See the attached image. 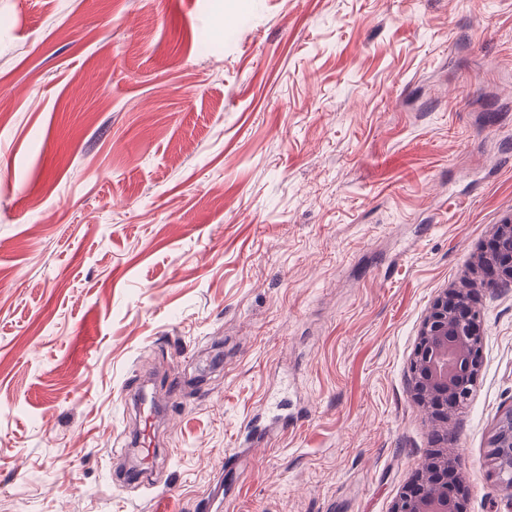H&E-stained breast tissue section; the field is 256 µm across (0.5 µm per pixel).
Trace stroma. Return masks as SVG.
<instances>
[{"mask_svg": "<svg viewBox=\"0 0 512 512\" xmlns=\"http://www.w3.org/2000/svg\"><path fill=\"white\" fill-rule=\"evenodd\" d=\"M510 213L512 0H0V512H198L279 400L224 512H390L420 323ZM478 306L449 435L512 512V284ZM127 388L173 454L119 483ZM493 449L490 457L494 461L497 448L496 474L503 490L511 495L512 492V411L499 421L495 430Z\"/></svg>", "mask_w": 512, "mask_h": 512, "instance_id": "obj_1", "label": "stroma"}]
</instances>
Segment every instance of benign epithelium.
Listing matches in <instances>:
<instances>
[{"instance_id":"1","label":"benign epithelium","mask_w":512,"mask_h":512,"mask_svg":"<svg viewBox=\"0 0 512 512\" xmlns=\"http://www.w3.org/2000/svg\"><path fill=\"white\" fill-rule=\"evenodd\" d=\"M499 282L512 283V221L494 225L488 244L468 262L461 285L438 294L422 320L410 362L412 397L437 442L390 512H466V479L448 424L480 374L484 331L476 293ZM493 447L498 481L511 493L512 411L499 421Z\"/></svg>"}]
</instances>
